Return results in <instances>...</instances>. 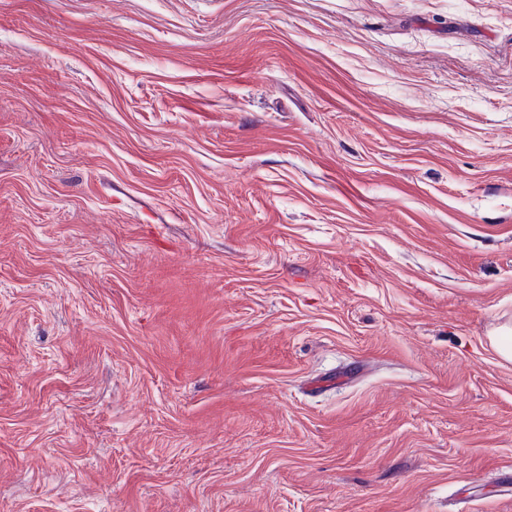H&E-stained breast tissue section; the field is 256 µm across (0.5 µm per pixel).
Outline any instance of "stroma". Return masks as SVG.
I'll return each instance as SVG.
<instances>
[{
    "label": "stroma",
    "instance_id": "35a3bbf8",
    "mask_svg": "<svg viewBox=\"0 0 512 512\" xmlns=\"http://www.w3.org/2000/svg\"><path fill=\"white\" fill-rule=\"evenodd\" d=\"M512 0H0V512H512Z\"/></svg>",
    "mask_w": 512,
    "mask_h": 512
}]
</instances>
